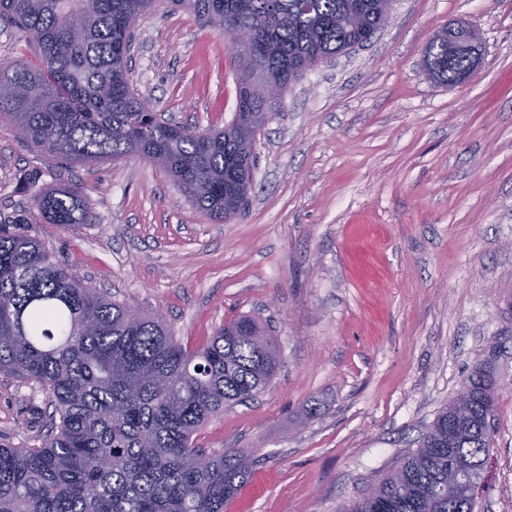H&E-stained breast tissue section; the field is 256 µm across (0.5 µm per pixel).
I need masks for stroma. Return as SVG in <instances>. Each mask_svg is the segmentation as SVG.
<instances>
[{"label":"stroma","mask_w":512,"mask_h":512,"mask_svg":"<svg viewBox=\"0 0 512 512\" xmlns=\"http://www.w3.org/2000/svg\"><path fill=\"white\" fill-rule=\"evenodd\" d=\"M458 22L478 31L482 61L449 86L422 51ZM135 35L130 79L154 112L200 132L231 121L223 35L162 7ZM254 153L246 210L219 222L149 161L72 168L1 117L0 220L29 221L30 176L70 184L92 223L35 230L78 279L161 312L190 349L241 315L269 325V388L195 435L207 454L251 455L224 512L358 500L479 365L500 384L475 512H512V0H393L370 42L290 85ZM51 412L38 385L0 376V444L41 446Z\"/></svg>","instance_id":"1"}]
</instances>
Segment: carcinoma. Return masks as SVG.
I'll use <instances>...</instances> for the list:
<instances>
[{
  "label": "carcinoma",
  "instance_id": "carcinoma-1",
  "mask_svg": "<svg viewBox=\"0 0 512 512\" xmlns=\"http://www.w3.org/2000/svg\"><path fill=\"white\" fill-rule=\"evenodd\" d=\"M157 0H0V20L39 50L38 63L0 68V116L32 148L71 165L137 157L165 169L216 220L248 196L253 140L282 91L320 63L363 43L389 20L392 0H167L226 36L257 35L239 79L233 121L205 132L158 118L130 81L128 35ZM82 36L75 38L73 28ZM463 31L444 27L425 46L432 78L456 85L471 52L450 50ZM30 182L32 223L91 222L82 195ZM84 285L30 228L0 224V376L36 383L53 420L37 448L0 446V512H224L244 483V452L202 457L196 432L224 409L255 399L279 366L274 339L254 318L224 323L196 349L159 313ZM492 370L472 372L467 418L448 434L451 401L373 490L337 512H474L475 498L448 493V467L480 482L492 440Z\"/></svg>",
  "mask_w": 512,
  "mask_h": 512
}]
</instances>
